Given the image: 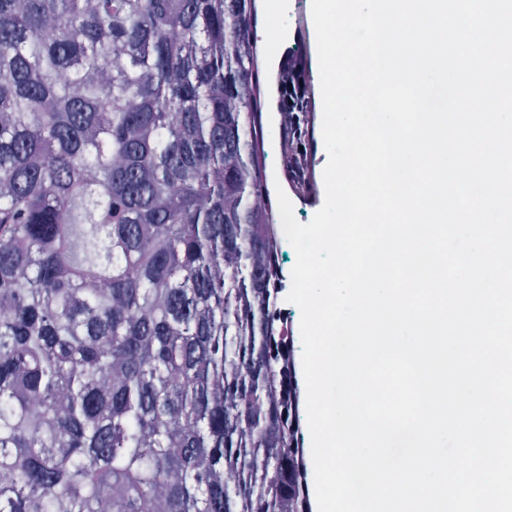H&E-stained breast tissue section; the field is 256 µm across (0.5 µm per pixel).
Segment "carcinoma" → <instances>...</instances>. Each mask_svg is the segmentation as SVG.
I'll list each match as a JSON object with an SVG mask.
<instances>
[{
    "instance_id": "cac0c4a2",
    "label": "carcinoma",
    "mask_w": 512,
    "mask_h": 512,
    "mask_svg": "<svg viewBox=\"0 0 512 512\" xmlns=\"http://www.w3.org/2000/svg\"><path fill=\"white\" fill-rule=\"evenodd\" d=\"M254 0H0V512H311Z\"/></svg>"
}]
</instances>
